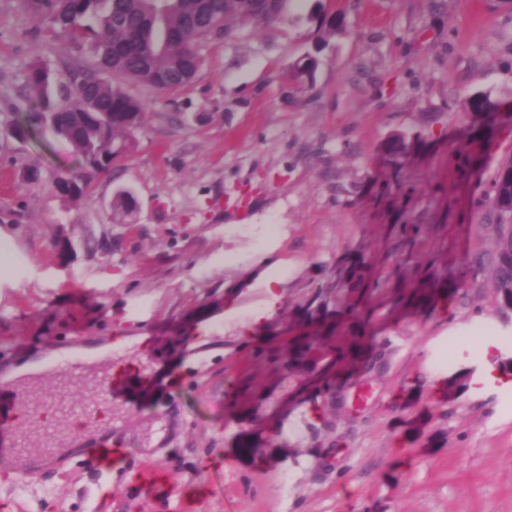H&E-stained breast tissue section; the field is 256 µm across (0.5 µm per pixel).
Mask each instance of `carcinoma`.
<instances>
[{
    "mask_svg": "<svg viewBox=\"0 0 512 512\" xmlns=\"http://www.w3.org/2000/svg\"><path fill=\"white\" fill-rule=\"evenodd\" d=\"M287 0H176L163 16L153 0H20L40 25L76 45L89 63L56 76L41 60L27 69L25 86L37 103L36 116L53 124L72 148L81 169L56 179L58 196L76 202L87 195L93 175L118 157L130 155L135 133L147 117L145 103L130 95L117 77L151 88L175 89L191 82L209 44L230 33L278 21ZM315 64L298 61L289 77L312 84ZM512 279V238L498 230L494 287Z\"/></svg>",
    "mask_w": 512,
    "mask_h": 512,
    "instance_id": "obj_1",
    "label": "carcinoma"
}]
</instances>
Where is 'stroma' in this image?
Returning <instances> with one entry per match:
<instances>
[{
  "mask_svg": "<svg viewBox=\"0 0 512 512\" xmlns=\"http://www.w3.org/2000/svg\"><path fill=\"white\" fill-rule=\"evenodd\" d=\"M79 57L0 0V370L103 348L138 394L113 400L97 470L71 448L27 459L26 482L0 462V512H512V314L492 283L512 7L287 0L191 83H126L147 104L135 150L67 203L70 145L8 129L36 110L27 63ZM476 92L493 124L466 111ZM396 134L419 138L397 161ZM56 391L87 427L94 393L50 378L30 397Z\"/></svg>",
  "mask_w": 512,
  "mask_h": 512,
  "instance_id": "35a3bbf8",
  "label": "stroma"
}]
</instances>
